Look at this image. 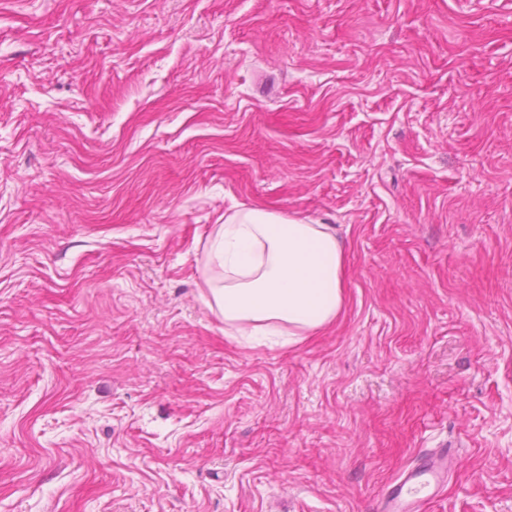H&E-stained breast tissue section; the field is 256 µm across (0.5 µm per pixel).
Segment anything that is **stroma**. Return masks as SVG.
I'll return each mask as SVG.
<instances>
[{
    "mask_svg": "<svg viewBox=\"0 0 512 512\" xmlns=\"http://www.w3.org/2000/svg\"><path fill=\"white\" fill-rule=\"evenodd\" d=\"M330 224L292 345L212 305L237 207ZM512 512V0H0V512ZM454 454L448 448H435L413 466L404 468L388 486L377 504L380 512H418L436 497L446 480Z\"/></svg>",
    "mask_w": 512,
    "mask_h": 512,
    "instance_id": "stroma-1",
    "label": "stroma"
}]
</instances>
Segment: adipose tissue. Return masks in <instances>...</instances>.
Returning <instances> with one entry per match:
<instances>
[{"mask_svg":"<svg viewBox=\"0 0 512 512\" xmlns=\"http://www.w3.org/2000/svg\"><path fill=\"white\" fill-rule=\"evenodd\" d=\"M207 263L217 310L245 336H301L343 308L346 244L326 224L242 207L210 235Z\"/></svg>","mask_w":512,"mask_h":512,"instance_id":"obj_1","label":"adipose tissue"}]
</instances>
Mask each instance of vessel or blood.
Listing matches in <instances>:
<instances>
[{
  "label": "vessel or blood",
  "instance_id": "1",
  "mask_svg": "<svg viewBox=\"0 0 512 512\" xmlns=\"http://www.w3.org/2000/svg\"><path fill=\"white\" fill-rule=\"evenodd\" d=\"M453 459L450 449L437 448L404 468L378 502V512H421L440 493Z\"/></svg>",
  "mask_w": 512,
  "mask_h": 512
}]
</instances>
